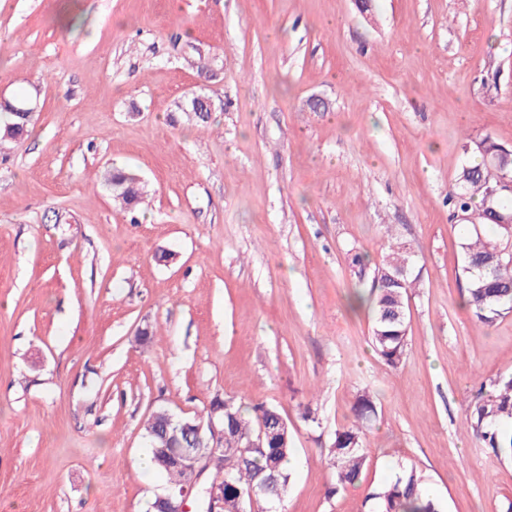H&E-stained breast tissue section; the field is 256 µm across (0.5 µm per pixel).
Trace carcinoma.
<instances>
[{"label":"carcinoma","mask_w":512,"mask_h":512,"mask_svg":"<svg viewBox=\"0 0 512 512\" xmlns=\"http://www.w3.org/2000/svg\"><path fill=\"white\" fill-rule=\"evenodd\" d=\"M30 120L13 106L0 113V144L21 137ZM472 154L458 170L455 184L448 192V205L455 222L464 230L461 243L462 268L467 281L465 307L476 323L493 325L503 314L512 311V235L498 223L499 215L512 213V191L496 195L490 189L512 182V149L492 137L463 145ZM112 199L129 212L136 211L144 200V185L139 175L129 169H115L105 181ZM352 265L362 274L371 266L372 279L368 300L372 309L371 343L377 356L388 366L396 367L408 352V319L411 289L417 278L407 273L410 253L403 246L392 245L375 266L369 256L356 252ZM224 404V444L208 449L207 465L214 475H224L223 512H244L249 500L277 507L287 491L290 472L284 463L294 455L293 433L280 409L268 403L245 405L233 398L211 400L209 410ZM378 411L369 392L358 395L352 407L350 423L337 429L326 448V462L334 470L335 480L326 495L332 498L340 490L356 484L369 458L371 443L369 424ZM283 422L277 434L261 449L244 454L237 449L256 439L261 429ZM467 429L497 455L512 456V433L505 434L500 424L512 421V377H502L489 386H481L465 417ZM166 423L165 409L152 412L144 430L152 448L155 470L167 478V489L180 491L184 472L166 461L158 451V433ZM371 512H443L439 499L427 488L416 468L400 467L395 477L373 491Z\"/></svg>","instance_id":"obj_1"}]
</instances>
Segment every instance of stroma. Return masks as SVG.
<instances>
[{
    "instance_id": "stroma-1",
    "label": "stroma",
    "mask_w": 512,
    "mask_h": 512,
    "mask_svg": "<svg viewBox=\"0 0 512 512\" xmlns=\"http://www.w3.org/2000/svg\"><path fill=\"white\" fill-rule=\"evenodd\" d=\"M201 92L207 121L177 111ZM0 100L34 112L0 154V512H148L146 419L216 396L287 417L284 512H365L403 465L445 512H505L512 459L461 421L512 375V312L463 307L447 199L465 139L512 148V0H0ZM395 241L418 286L392 368L350 257ZM366 389L367 466L326 497ZM105 185L121 209L134 212L143 203L144 185L140 182L139 175L132 170L114 169L108 175Z\"/></svg>"
}]
</instances>
